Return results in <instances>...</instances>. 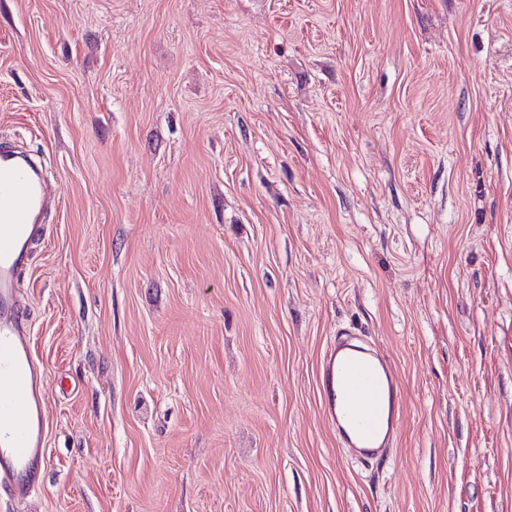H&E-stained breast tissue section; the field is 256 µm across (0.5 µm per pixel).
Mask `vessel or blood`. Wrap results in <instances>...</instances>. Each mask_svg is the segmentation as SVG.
<instances>
[{
  "label": "vessel or blood",
  "mask_w": 512,
  "mask_h": 512,
  "mask_svg": "<svg viewBox=\"0 0 512 512\" xmlns=\"http://www.w3.org/2000/svg\"><path fill=\"white\" fill-rule=\"evenodd\" d=\"M42 165L0 142V486L27 500L40 486L48 423L41 383L45 366L33 348L22 278L42 229ZM324 414L351 456L380 459L400 425V381L388 356L351 338L332 342L321 363Z\"/></svg>",
  "instance_id": "b4317fda"
}]
</instances>
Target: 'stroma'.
Listing matches in <instances>:
<instances>
[{"label":"stroma","instance_id":"obj_1","mask_svg":"<svg viewBox=\"0 0 512 512\" xmlns=\"http://www.w3.org/2000/svg\"><path fill=\"white\" fill-rule=\"evenodd\" d=\"M54 203L18 512H512V0H0ZM393 361L336 442L338 332ZM324 414L344 448L362 462L380 459L399 430L400 381L391 359L352 338L336 337L321 363Z\"/></svg>","mask_w":512,"mask_h":512}]
</instances>
